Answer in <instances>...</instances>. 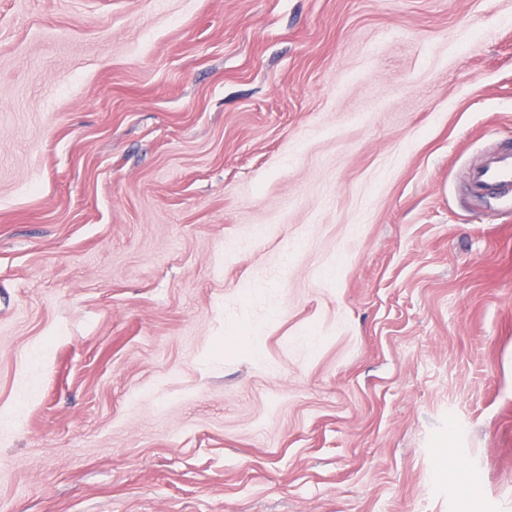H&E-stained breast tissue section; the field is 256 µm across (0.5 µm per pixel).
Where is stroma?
<instances>
[{
  "label": "stroma",
  "mask_w": 512,
  "mask_h": 512,
  "mask_svg": "<svg viewBox=\"0 0 512 512\" xmlns=\"http://www.w3.org/2000/svg\"><path fill=\"white\" fill-rule=\"evenodd\" d=\"M512 0H0V512H512ZM467 192L474 199L512 201V145L503 143L493 148L470 170Z\"/></svg>",
  "instance_id": "35a3bbf8"
}]
</instances>
